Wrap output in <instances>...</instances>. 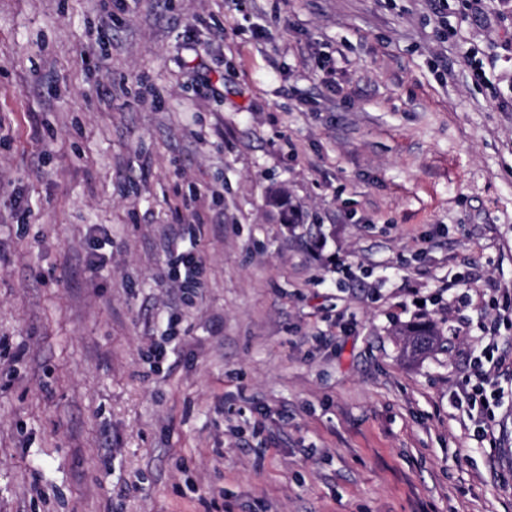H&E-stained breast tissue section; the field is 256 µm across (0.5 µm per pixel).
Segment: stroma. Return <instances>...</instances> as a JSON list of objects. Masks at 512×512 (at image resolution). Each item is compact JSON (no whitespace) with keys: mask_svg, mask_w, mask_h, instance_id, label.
Masks as SVG:
<instances>
[{"mask_svg":"<svg viewBox=\"0 0 512 512\" xmlns=\"http://www.w3.org/2000/svg\"><path fill=\"white\" fill-rule=\"evenodd\" d=\"M510 300L512 0H0V512H512ZM410 348L414 353L431 350L437 341V332L432 326H422L410 331ZM495 353H498V347L489 343L473 361L472 373L476 379L475 384H471L469 377L459 388L467 406L468 417L473 421L477 433L483 435L486 431V421L489 419V409L491 405L496 406L499 402L495 386L500 377L499 370L504 363L502 357L495 356ZM492 370L494 373L497 371L498 375L492 376ZM482 400H485V403H482Z\"/></svg>","mask_w":512,"mask_h":512,"instance_id":"stroma-1","label":"stroma"}]
</instances>
